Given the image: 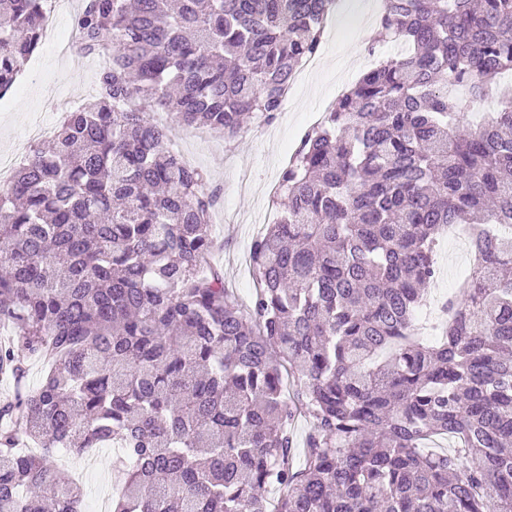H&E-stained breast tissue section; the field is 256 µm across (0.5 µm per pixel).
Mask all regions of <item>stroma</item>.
I'll use <instances>...</instances> for the list:
<instances>
[{
  "instance_id": "1",
  "label": "stroma",
  "mask_w": 512,
  "mask_h": 512,
  "mask_svg": "<svg viewBox=\"0 0 512 512\" xmlns=\"http://www.w3.org/2000/svg\"><path fill=\"white\" fill-rule=\"evenodd\" d=\"M344 2L340 15L329 24L321 68L306 76L296 99L274 124L249 125L237 142L229 144L207 129L181 127L168 115L160 119L161 125L169 127L180 155L223 190L220 207L213 216V233L219 246L211 261L223 269L228 288L241 303H249L255 291L246 260L252 240L267 225L263 196L272 189L294 140L375 64L365 51V26L358 21L366 14L369 0ZM25 70L8 101L0 106V156L20 162L37 143L36 137L24 135V128L56 126L61 101L79 104L95 84L98 65L56 49L47 37ZM435 259L438 292L459 291L470 267L460 240L440 239ZM116 461L115 452L106 448L82 456L64 452L55 456L56 466L64 475L80 476L85 495L99 498L116 491Z\"/></svg>"
}]
</instances>
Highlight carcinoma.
Wrapping results in <instances>:
<instances>
[{
    "mask_svg": "<svg viewBox=\"0 0 512 512\" xmlns=\"http://www.w3.org/2000/svg\"><path fill=\"white\" fill-rule=\"evenodd\" d=\"M44 2L0 0V94ZM335 2L82 0L95 92L0 190V373L46 361L0 402V512H81L53 455L113 443L112 512H270L269 487L275 512H512V101L460 125L512 73V0H380L365 50L405 51L300 137L246 308L209 261L220 190L150 118L272 124ZM451 224L476 261L428 342ZM18 358L25 367V375L23 384L27 389H35L39 387L44 378L43 363L35 358L29 357L24 351L18 350Z\"/></svg>",
    "mask_w": 512,
    "mask_h": 512,
    "instance_id": "cac0c4a2",
    "label": "carcinoma"
}]
</instances>
